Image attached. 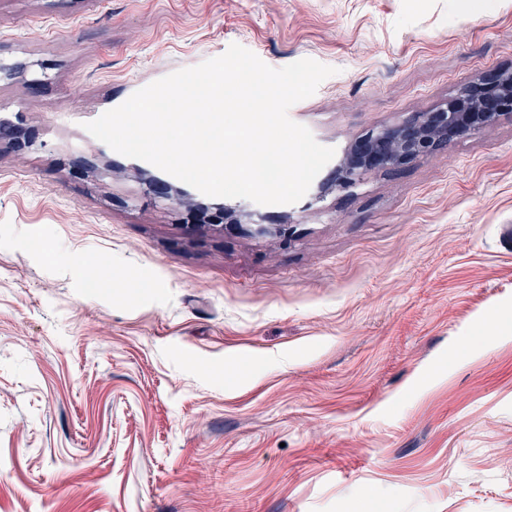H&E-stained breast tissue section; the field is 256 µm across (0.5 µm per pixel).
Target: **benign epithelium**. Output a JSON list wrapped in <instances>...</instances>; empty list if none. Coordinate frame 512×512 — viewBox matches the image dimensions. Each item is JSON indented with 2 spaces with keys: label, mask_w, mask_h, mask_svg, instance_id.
Instances as JSON below:
<instances>
[{
  "label": "benign epithelium",
  "mask_w": 512,
  "mask_h": 512,
  "mask_svg": "<svg viewBox=\"0 0 512 512\" xmlns=\"http://www.w3.org/2000/svg\"><path fill=\"white\" fill-rule=\"evenodd\" d=\"M511 112L512 67L498 68L461 88L433 110L417 112L402 123L369 132L343 152L334 166L331 185L339 191L352 188L370 171L400 168L482 132ZM224 213L244 218L256 236L282 230L264 223L263 215L241 203L224 205Z\"/></svg>",
  "instance_id": "obj_1"
}]
</instances>
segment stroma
Returning a JSON list of instances; mask_svg holds the SVG:
<instances>
[{"mask_svg": "<svg viewBox=\"0 0 512 512\" xmlns=\"http://www.w3.org/2000/svg\"><path fill=\"white\" fill-rule=\"evenodd\" d=\"M233 43L336 68L289 116L341 153L512 66V0H0V512H512V117L201 223L84 125ZM233 213L237 214L240 217L244 218L247 224L252 226V233L256 236H267L272 233H277L278 231H282V224H264L263 215H261L256 210L248 209L246 205L241 203L238 204H225L224 205V214ZM279 226V227H275Z\"/></svg>", "mask_w": 512, "mask_h": 512, "instance_id": "obj_1", "label": "stroma"}]
</instances>
